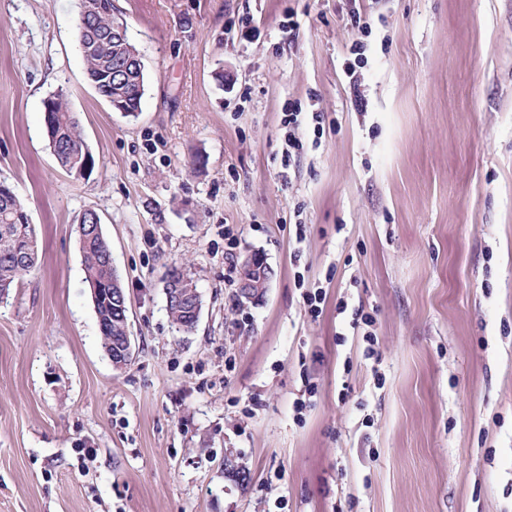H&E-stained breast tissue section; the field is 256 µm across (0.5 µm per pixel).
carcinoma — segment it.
I'll return each mask as SVG.
<instances>
[{
  "instance_id": "cac0c4a2",
  "label": "carcinoma",
  "mask_w": 512,
  "mask_h": 512,
  "mask_svg": "<svg viewBox=\"0 0 512 512\" xmlns=\"http://www.w3.org/2000/svg\"><path fill=\"white\" fill-rule=\"evenodd\" d=\"M85 7L90 24L80 52L87 79L91 84L99 85L109 96H124L127 90L109 80L112 63L128 55L125 42L112 37L115 22L112 0H85ZM46 135L59 166L70 174H76L81 167L85 139L78 115L71 111L63 98L58 102L57 111L51 113ZM21 210H26V205L18 195H0V295L10 293L11 288L32 273L37 263L35 227L21 220ZM79 242L85 282L90 289H100V295L93 299V304L101 325L103 348L110 352L112 344L124 334V323L112 312L110 293L114 288H123V284L112 270V251L103 232H96L86 224L79 234ZM168 313L177 332H192L181 303L171 301Z\"/></svg>"
}]
</instances>
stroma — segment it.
I'll list each match as a JSON object with an SVG mask.
<instances>
[{"label":"stroma","mask_w":512,"mask_h":512,"mask_svg":"<svg viewBox=\"0 0 512 512\" xmlns=\"http://www.w3.org/2000/svg\"><path fill=\"white\" fill-rule=\"evenodd\" d=\"M115 5L145 69L134 118L86 78L79 0H0V180L38 249L0 305V512H512V0ZM58 92L95 157L79 179L44 131ZM290 103L298 137L315 112L323 134L287 163ZM88 209L127 296L122 370L84 280ZM228 228L273 270L242 306ZM183 263L190 334L164 293ZM170 274L179 283H177L174 279L167 277L164 285L165 294L167 291H169L172 293V295H179L182 299L187 300L188 304L186 307L189 309L187 313L191 316L194 324H197L201 310V303L199 299V293L197 290H195V288H197V284L193 274L191 271L185 268L176 266L173 267V269L170 271ZM182 279H184L185 285H194L195 288H184V283L180 282ZM166 288L168 290H166Z\"/></svg>","instance_id":"obj_1"}]
</instances>
